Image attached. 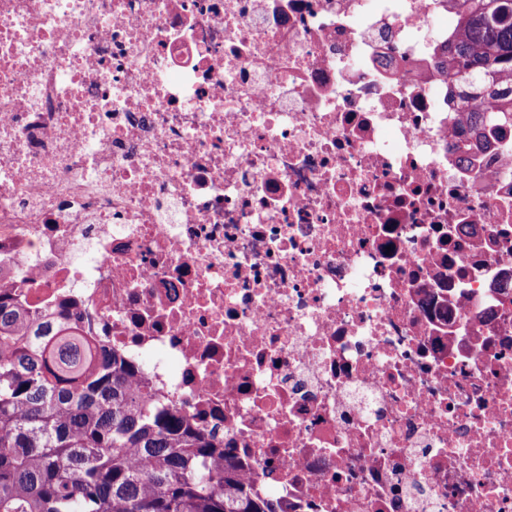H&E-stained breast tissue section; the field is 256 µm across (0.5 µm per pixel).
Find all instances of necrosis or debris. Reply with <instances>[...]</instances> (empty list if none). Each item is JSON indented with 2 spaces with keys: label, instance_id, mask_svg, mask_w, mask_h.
<instances>
[{
  "label": "necrosis or debris",
  "instance_id": "4bbe7bcc",
  "mask_svg": "<svg viewBox=\"0 0 512 512\" xmlns=\"http://www.w3.org/2000/svg\"><path fill=\"white\" fill-rule=\"evenodd\" d=\"M452 0H0V288L284 512H512V129ZM457 1L455 32L441 50V74L459 76L470 89L459 94L458 108L468 142L483 150L491 144L487 132L512 128V0Z\"/></svg>",
  "mask_w": 512,
  "mask_h": 512
}]
</instances>
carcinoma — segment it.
Segmentation results:
<instances>
[{
	"mask_svg": "<svg viewBox=\"0 0 512 512\" xmlns=\"http://www.w3.org/2000/svg\"><path fill=\"white\" fill-rule=\"evenodd\" d=\"M441 74L468 142L512 127V0H458ZM140 366L0 294V512H283L224 443L133 385Z\"/></svg>",
	"mask_w": 512,
	"mask_h": 512,
	"instance_id": "obj_1",
	"label": "carcinoma"
}]
</instances>
